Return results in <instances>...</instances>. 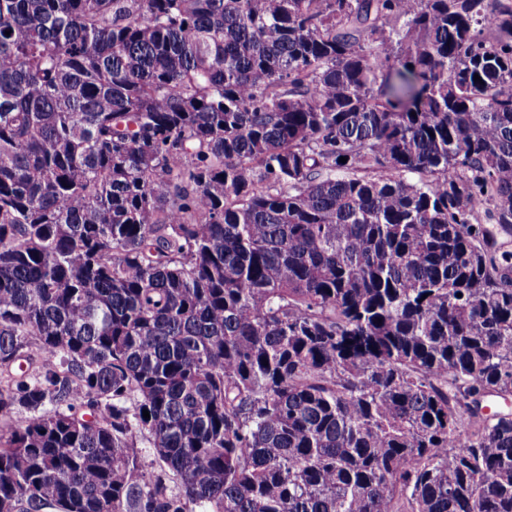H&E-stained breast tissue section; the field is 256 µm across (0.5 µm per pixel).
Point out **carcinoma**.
Instances as JSON below:
<instances>
[{
    "label": "carcinoma",
    "instance_id": "cac0c4a2",
    "mask_svg": "<svg viewBox=\"0 0 512 512\" xmlns=\"http://www.w3.org/2000/svg\"><path fill=\"white\" fill-rule=\"evenodd\" d=\"M511 228L512 0H0V512H512Z\"/></svg>",
    "mask_w": 512,
    "mask_h": 512
}]
</instances>
